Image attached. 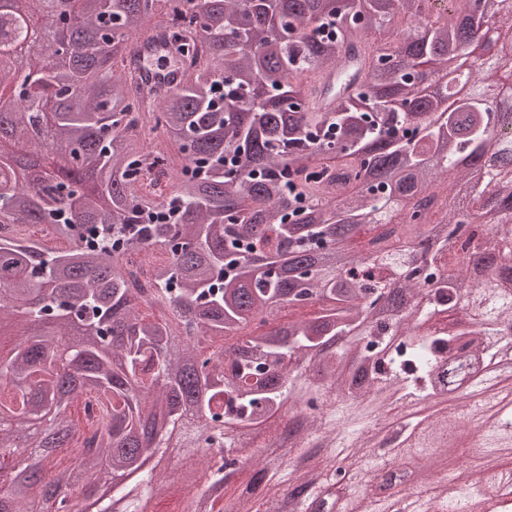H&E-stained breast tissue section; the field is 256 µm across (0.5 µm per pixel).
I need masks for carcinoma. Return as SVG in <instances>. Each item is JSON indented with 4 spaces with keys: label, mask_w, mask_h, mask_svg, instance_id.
Here are the masks:
<instances>
[{
    "label": "carcinoma",
    "mask_w": 512,
    "mask_h": 512,
    "mask_svg": "<svg viewBox=\"0 0 512 512\" xmlns=\"http://www.w3.org/2000/svg\"><path fill=\"white\" fill-rule=\"evenodd\" d=\"M64 63L33 74L9 102L52 104V137L74 168L53 169L42 203L23 191L24 164L0 163V225L57 219L68 242L46 251L0 234V495L11 512H86L101 475L112 494L95 512H155L172 484L158 467L173 432L200 469L178 485L177 512H266L295 478L310 497L291 512H390L373 494L377 467L425 462L414 512H512V0H446L443 20L370 45L355 96L312 112L299 79H314L399 13L427 0H78ZM492 6L500 26L483 27ZM111 17L112 49L100 46ZM26 12L0 15L7 56ZM171 30L188 46V78L146 103L130 34ZM483 68L463 93L435 76ZM222 74V81L211 77ZM179 144L187 165L137 134ZM347 183L348 208L330 184ZM108 206L64 218L82 181ZM7 217L8 221L1 220ZM487 235L457 247L470 225ZM366 233L368 247L354 250ZM409 241L397 250L393 235ZM151 296L127 287L125 266L146 249ZM146 307L169 316L151 317ZM96 407L80 438L73 408ZM297 420L295 463L266 456ZM27 438L36 465L14 484L11 450ZM479 440L484 463L437 472Z\"/></svg>",
    "instance_id": "obj_1"
}]
</instances>
